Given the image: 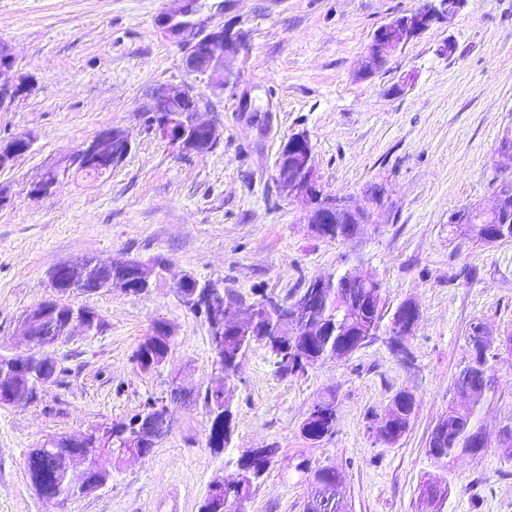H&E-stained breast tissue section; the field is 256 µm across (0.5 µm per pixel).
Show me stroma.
I'll use <instances>...</instances> for the list:
<instances>
[{"mask_svg":"<svg viewBox=\"0 0 512 512\" xmlns=\"http://www.w3.org/2000/svg\"><path fill=\"white\" fill-rule=\"evenodd\" d=\"M423 0H0V45L26 88L0 110V143L31 146L0 169V353L13 354L23 316L51 296L59 263L92 257L163 259L148 291L75 294L102 329L73 330L48 349L54 381L25 408L0 407V512H55L25 472L28 448L131 417L150 400L172 406L171 433L141 460L102 456L112 479L67 512H198L212 481L235 473L246 450L275 443V465L246 512H303L308 484L298 465L328 464L346 487L347 512H512V459L497 441L512 420V354L497 364V395L482 413V456L437 459L429 434L446 415L451 381L474 322L512 336V239L483 245L451 233L448 217L490 206L512 164L501 142L512 132V0H465L393 51L369 79L357 63L376 30ZM243 32L246 49L225 64L223 85L197 90L219 130L209 150L163 140L149 110L155 91L192 83L187 45L216 26ZM453 52L440 54L444 43ZM269 112L259 131L242 95ZM126 131L130 149L99 178L74 174L52 194L33 182L100 130ZM306 133L318 185L328 197L384 206L349 240L319 237L307 205L280 197L272 182L288 137ZM354 268L378 281L390 306L415 301L420 319L407 354L379 336L351 356L302 375H282L254 346L239 368L232 441L207 446L210 416L195 392L211 377L202 317L175 293L184 274L243 303L293 302L311 280ZM175 343L155 370L132 361L154 322ZM415 412L406 434L385 443L373 422L396 392ZM336 404L335 433L301 435L311 408ZM429 480L450 486L436 510L419 499Z\"/></svg>","mask_w":512,"mask_h":512,"instance_id":"stroma-1","label":"stroma"}]
</instances>
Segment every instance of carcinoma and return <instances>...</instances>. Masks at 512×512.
<instances>
[{
  "mask_svg": "<svg viewBox=\"0 0 512 512\" xmlns=\"http://www.w3.org/2000/svg\"><path fill=\"white\" fill-rule=\"evenodd\" d=\"M455 232L467 239L482 238L497 230L495 224H456ZM316 233L330 241H344L352 236L348 220L341 217L332 224H319ZM266 301L254 304L256 319L242 329L233 322L224 324V360L213 367L212 379L203 389L202 400L212 415L207 445L218 453L225 450L232 440L235 429L232 411L235 375L240 360L255 345L267 347L277 358L283 373L303 374L307 367L327 360H340L371 342L379 334L387 332L393 315L383 297L382 289L370 288L357 280L342 276L332 286L323 290L322 299L312 312V325L300 326L278 340L271 336L274 320L265 309ZM476 335L468 332L465 337V352L458 373L453 378L452 390L461 395L463 403L448 405V413L430 433L428 453L435 458H449L456 455L476 456L483 452L486 443L482 435L481 412L491 402L498 388L496 365L499 354H487L486 371H470L466 363L470 358L471 346ZM173 336L166 330V324L156 322L143 337L132 355L136 366L142 371L155 369L170 352ZM11 395L16 400L32 404L38 393L24 378H18L12 385ZM413 415V405L396 393L383 413L374 416L382 440L394 444L407 431ZM336 426L334 402L327 403V414H308L302 426L303 437L313 443L331 435ZM94 465L102 454L120 458L131 449L123 447L120 438L100 441L92 446L79 449ZM264 456L250 461L253 450L246 451L237 461L236 476L224 479L222 494L208 491L200 509L208 512H245L254 486L270 470L279 452L278 446L270 444L263 448ZM25 466L31 482L44 485L46 495L43 501L54 502L59 512H65L67 505L78 498L90 496L72 478L64 455H54L41 442L29 449ZM252 473L240 479L237 474L245 469ZM300 470L309 474L307 499L304 512H342L345 505V490L335 467L319 465L311 467L309 462L300 463Z\"/></svg>",
  "mask_w": 512,
  "mask_h": 512,
  "instance_id": "1",
  "label": "carcinoma"
}]
</instances>
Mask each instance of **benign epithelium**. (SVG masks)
<instances>
[{
    "mask_svg": "<svg viewBox=\"0 0 512 512\" xmlns=\"http://www.w3.org/2000/svg\"><path fill=\"white\" fill-rule=\"evenodd\" d=\"M464 0H425L418 9L396 17L376 30L366 54L360 61L358 74L370 77L378 72L386 63L391 51L408 44L417 37L429 24L446 14H454L463 6ZM245 40L241 34L228 26L216 27L192 42L184 56L186 71L197 80L213 81L216 74L224 70V62L228 57H235L244 49ZM14 59L7 48L0 46V109L7 107L18 97L23 90V83L11 77ZM188 101L191 107L181 113H173L169 106L174 101ZM151 111L158 115V130L163 138L171 144L185 151L202 152L217 140L216 127L204 117L199 98L191 86L159 89L152 98ZM30 147L29 140L15 138L0 147V167H6L19 155L27 152ZM129 149V140L125 131L108 127L98 135L83 143L75 152L62 163L46 171L42 177L32 185L30 193L44 196L53 192L60 177L67 175L75 166L92 169L103 175L112 168V165L122 161ZM273 183L280 194L291 201L310 202L317 195L318 185L314 168V148L310 138L304 132L294 133L288 137L282 146L274 165L272 175ZM512 187L509 181L504 182L496 193L495 204L489 208L481 206L472 207L466 214L454 212L450 214V224H473L474 215L484 213L502 219L507 206V189ZM316 201V200H314ZM383 197L373 201L374 209L358 210L352 208L349 201L344 198L336 200L320 199L316 207L308 216L310 224H329L336 214L347 211L360 217L361 223L372 221L374 211L382 205ZM127 263L125 258H116L107 264L81 261L63 262L56 265L50 274V288L55 297L68 292L63 287L65 281H80L88 288L90 293H99L98 285L103 282H112V269ZM182 303L190 308L205 306L225 309L233 314L239 324L252 322L253 307L242 308V304L224 295L218 288L211 287L200 294H185ZM308 305V300L301 299L296 307L279 306V327L287 324L296 325V317ZM418 307L412 301H407L395 314L391 328L393 332H402L415 328L418 322ZM96 322V313L79 307L69 309L61 308L57 303L46 301L28 313L21 325L19 343L26 348V355L12 357L9 370L0 372V388L3 394L10 392L11 376L20 371H41V385L52 382L54 375L45 373V360L42 350L57 342L56 333L67 335L71 327L77 325L84 332H89L91 325ZM475 334L484 337L485 343L476 346L471 367L481 370L483 365L477 361L479 355L494 349V338L489 329L481 324L477 326ZM109 429L107 425L98 424L80 435H65L50 439L46 447L54 452L59 449L69 451L73 448H82L89 442L98 441ZM172 429L169 417V407L148 406L134 419L129 426L121 428L119 436L132 441L136 447L141 448L147 444L155 443L167 436ZM72 473L95 487L102 489L100 478L109 473L105 467L99 465L94 469L76 457L71 461Z\"/></svg>",
    "mask_w": 512,
    "mask_h": 512,
    "instance_id": "obj_1",
    "label": "benign epithelium"
}]
</instances>
